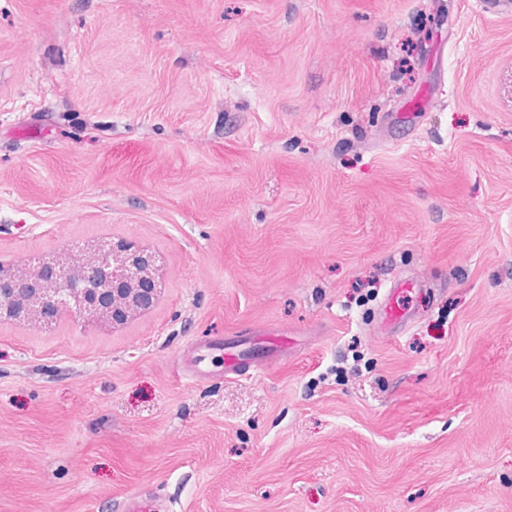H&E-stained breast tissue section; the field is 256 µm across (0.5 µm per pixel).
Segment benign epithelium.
I'll use <instances>...</instances> for the list:
<instances>
[{"label": "benign epithelium", "instance_id": "obj_1", "mask_svg": "<svg viewBox=\"0 0 512 512\" xmlns=\"http://www.w3.org/2000/svg\"><path fill=\"white\" fill-rule=\"evenodd\" d=\"M161 288L154 254L100 240L24 268L0 266V321L46 325L69 314L88 325H116L149 309Z\"/></svg>", "mask_w": 512, "mask_h": 512}]
</instances>
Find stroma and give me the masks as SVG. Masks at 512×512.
<instances>
[{"label": "stroma", "instance_id": "35a3bbf8", "mask_svg": "<svg viewBox=\"0 0 512 512\" xmlns=\"http://www.w3.org/2000/svg\"><path fill=\"white\" fill-rule=\"evenodd\" d=\"M102 238L164 287L0 323V512H512V0H0V265ZM422 291L420 283L403 277L396 278L379 307L378 333L394 335L416 321L421 312L409 303L406 305L405 299ZM234 348L228 347L224 348V375L225 376H239L238 371L240 365L246 361L249 365V369L253 373H258L263 371L269 362L268 356H260L258 354H254V350L252 349H242V350H233ZM245 350H251L248 355L244 354Z\"/></svg>", "mask_w": 512, "mask_h": 512}]
</instances>
